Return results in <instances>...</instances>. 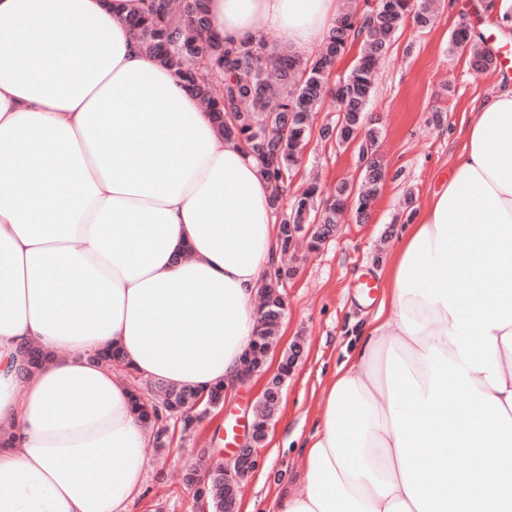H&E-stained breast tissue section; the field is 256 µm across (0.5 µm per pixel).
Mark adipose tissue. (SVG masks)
Masks as SVG:
<instances>
[{"mask_svg":"<svg viewBox=\"0 0 512 512\" xmlns=\"http://www.w3.org/2000/svg\"><path fill=\"white\" fill-rule=\"evenodd\" d=\"M133 0H0V512H131L133 372L231 384L279 259L272 190L124 24ZM214 32L309 55L338 0H209ZM385 291L273 512H512V88L391 250ZM35 342L52 358L20 380ZM468 457L467 471L449 454Z\"/></svg>","mask_w":512,"mask_h":512,"instance_id":"obj_1","label":"adipose tissue"}]
</instances>
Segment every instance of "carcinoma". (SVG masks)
I'll return each instance as SVG.
<instances>
[{"label":"carcinoma","instance_id":"obj_1","mask_svg":"<svg viewBox=\"0 0 512 512\" xmlns=\"http://www.w3.org/2000/svg\"><path fill=\"white\" fill-rule=\"evenodd\" d=\"M207 0H192V8L179 0H139L125 21L139 49L146 57L169 68L183 87L191 91L209 112L218 136L235 140L258 162L273 195V205L292 183L304 146L312 133V117L326 97L336 101L335 124H326L320 137L335 140L339 146L358 143V158L371 156L364 169L363 186L356 190L347 182L336 186L328 199L320 198V187L312 183L293 196L291 211L279 224L278 238L283 260L279 269L289 273L288 224H319L311 234L312 249L323 237L336 233L340 215L353 204L356 219L365 221L367 210L379 195L384 174L376 148L381 131L366 121L379 61L385 57L409 20L421 28L433 20V0H379L378 8L366 3L362 11L347 10L337 19L318 55L304 59L286 48L260 42L226 40L211 31ZM355 43L360 53L349 73L332 84L329 78L346 52ZM470 43L467 27L456 29L450 48ZM472 44V43H470ZM470 63L477 72L496 64L494 52L474 43ZM279 307L264 311L257 320L251 340L259 357L273 340L282 321ZM50 357L36 344L19 351L23 376L34 374ZM90 361L110 367L120 366L126 373L119 347L94 354ZM201 389L176 387L163 382L134 377L132 408L144 427L151 429L153 442L162 447L174 442L175 433L185 440L202 422L203 414L192 410ZM207 484L197 489L209 512H224V499L238 497L239 482H224V460L207 458Z\"/></svg>","mask_w":512,"mask_h":512}]
</instances>
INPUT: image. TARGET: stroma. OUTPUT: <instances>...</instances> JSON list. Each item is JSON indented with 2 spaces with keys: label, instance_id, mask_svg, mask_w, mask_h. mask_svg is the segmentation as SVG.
<instances>
[{
  "label": "stroma",
  "instance_id": "stroma-1",
  "mask_svg": "<svg viewBox=\"0 0 512 512\" xmlns=\"http://www.w3.org/2000/svg\"><path fill=\"white\" fill-rule=\"evenodd\" d=\"M499 2L440 0L435 22L426 28L407 23L383 60L368 113L382 129L379 155L386 178L369 222L345 216L338 234L319 253L298 254V273L283 290L287 312L280 344L285 347L299 338L304 351L283 390L263 464L244 485L242 512H272L280 486L298 488L303 445L318 419L323 389L352 349L357 325L377 308L361 283H381L384 258L405 230L406 200L422 207L441 185L461 146L475 99L512 86V76L503 75L501 68L477 73L468 49L448 48L452 31L461 25L486 46L512 47V27L497 17ZM335 120L336 106L325 100L292 180L293 190L312 178L328 191L343 180L360 185L355 146L342 147L318 134L319 127ZM261 387L258 375L235 385L223 412L201 423L191 445L160 452L145 448L144 491L132 512H195L194 492L180 482L182 470L205 450L229 457L231 441H242L253 421Z\"/></svg>",
  "mask_w": 512,
  "mask_h": 512
}]
</instances>
